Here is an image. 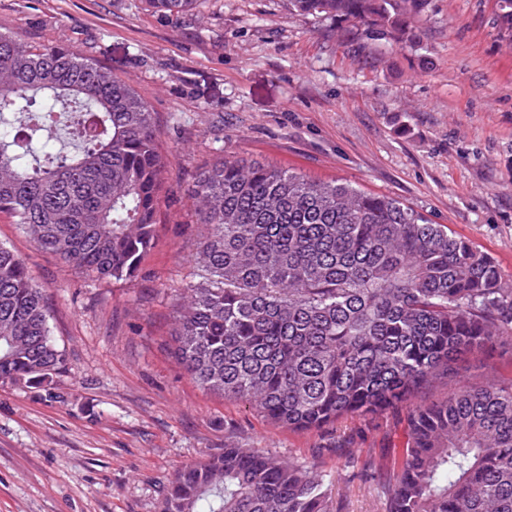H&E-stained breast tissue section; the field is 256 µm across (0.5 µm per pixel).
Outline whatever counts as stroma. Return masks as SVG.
<instances>
[{
    "label": "stroma",
    "mask_w": 512,
    "mask_h": 512,
    "mask_svg": "<svg viewBox=\"0 0 512 512\" xmlns=\"http://www.w3.org/2000/svg\"><path fill=\"white\" fill-rule=\"evenodd\" d=\"M414 41L301 15L288 0H0V32L65 45L112 68L156 113L168 197L132 283L95 280L0 215L67 365L54 398L0 381V512H161L182 466L229 446L317 465L336 512H385L367 470L406 440L384 417L294 432L198 386L172 353L182 283L195 279L197 167L253 159L394 198L512 275V49L494 0H425ZM355 438L353 457L330 452Z\"/></svg>",
    "instance_id": "1"
}]
</instances>
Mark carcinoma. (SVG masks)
<instances>
[{"instance_id": "carcinoma-1", "label": "carcinoma", "mask_w": 512, "mask_h": 512, "mask_svg": "<svg viewBox=\"0 0 512 512\" xmlns=\"http://www.w3.org/2000/svg\"><path fill=\"white\" fill-rule=\"evenodd\" d=\"M167 13L197 0H150ZM402 47L417 0H290ZM512 36V0H496ZM67 109L77 150L50 147ZM0 213L34 245L97 279L133 282L155 241L168 160L155 112L112 69L67 47L0 33ZM193 195L200 280L172 328L199 386L272 424L322 432L342 419H403L386 512H512V381L416 397L469 357L512 350V276L400 201L226 157ZM65 364L41 289L0 246V379L53 399ZM161 512H330L313 466L230 447L181 467Z\"/></svg>"}]
</instances>
